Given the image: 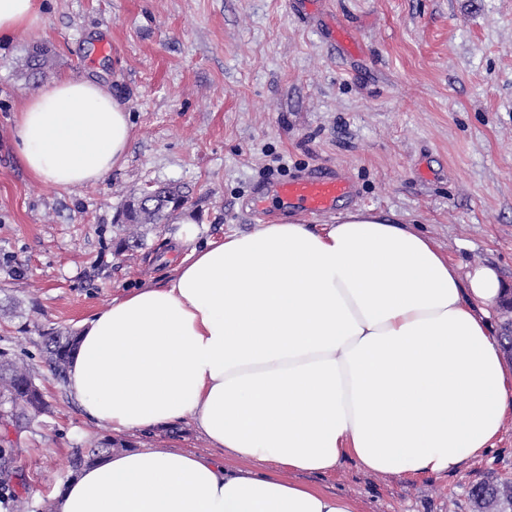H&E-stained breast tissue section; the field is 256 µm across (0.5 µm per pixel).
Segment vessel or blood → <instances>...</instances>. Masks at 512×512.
<instances>
[{
    "instance_id": "b4317fda",
    "label": "vessel or blood",
    "mask_w": 512,
    "mask_h": 512,
    "mask_svg": "<svg viewBox=\"0 0 512 512\" xmlns=\"http://www.w3.org/2000/svg\"><path fill=\"white\" fill-rule=\"evenodd\" d=\"M274 190L288 204L320 216L332 212L338 201L351 194L352 186L330 170L317 169L276 183Z\"/></svg>"
}]
</instances>
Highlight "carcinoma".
Masks as SVG:
<instances>
[{
  "label": "carcinoma",
  "instance_id": "1",
  "mask_svg": "<svg viewBox=\"0 0 512 512\" xmlns=\"http://www.w3.org/2000/svg\"><path fill=\"white\" fill-rule=\"evenodd\" d=\"M49 62V50L44 45H35L27 56L31 74L43 73ZM153 207L129 201L121 214L118 225L117 249L123 250L142 244L137 227L141 224H159L167 214L183 207L186 196L180 188L162 185L153 191ZM78 349V336L68 331H52L43 334L42 352L57 380L66 381L67 369ZM35 376L20 360L0 359V418L6 417L21 425L24 420L43 413L46 402L35 389ZM475 512H486L490 506L496 512H512V490L504 489L495 482H484L470 491Z\"/></svg>",
  "mask_w": 512,
  "mask_h": 512
}]
</instances>
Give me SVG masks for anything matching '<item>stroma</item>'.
<instances>
[{"label": "stroma", "mask_w": 512, "mask_h": 512, "mask_svg": "<svg viewBox=\"0 0 512 512\" xmlns=\"http://www.w3.org/2000/svg\"><path fill=\"white\" fill-rule=\"evenodd\" d=\"M42 27L0 44V354L29 364L47 410L10 432L0 512L53 497L77 451L111 437L50 371L41 333L79 332L103 304L164 283L182 217L199 240L301 218L251 198L327 167L348 179L341 208L373 207L431 237L468 274L494 266L512 285V0H42ZM38 42L53 63L28 77ZM92 74L134 125L127 162L96 184L32 178L14 145L24 95ZM180 186L188 203L115 251L129 198ZM129 448L209 452L179 421L122 435ZM512 478V420L459 472L409 481L352 461L312 477L362 512H474L470 487Z\"/></svg>", "instance_id": "stroma-1"}]
</instances>
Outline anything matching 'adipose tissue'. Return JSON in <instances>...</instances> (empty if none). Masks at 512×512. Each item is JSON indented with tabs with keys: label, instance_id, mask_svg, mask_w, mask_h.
<instances>
[{
	"label": "adipose tissue",
	"instance_id": "ef3b65f1",
	"mask_svg": "<svg viewBox=\"0 0 512 512\" xmlns=\"http://www.w3.org/2000/svg\"><path fill=\"white\" fill-rule=\"evenodd\" d=\"M42 8L0 0V39L37 27ZM132 133L105 84L65 76L23 98L14 139L33 178L70 190L123 167ZM173 251L166 284L82 323L66 391L116 434L187 419L217 453L113 450L58 491V512H360L303 475L346 460L453 474L512 415L487 321L499 273L460 275L410 225L362 207L202 246L188 230Z\"/></svg>",
	"mask_w": 512,
	"mask_h": 512
}]
</instances>
